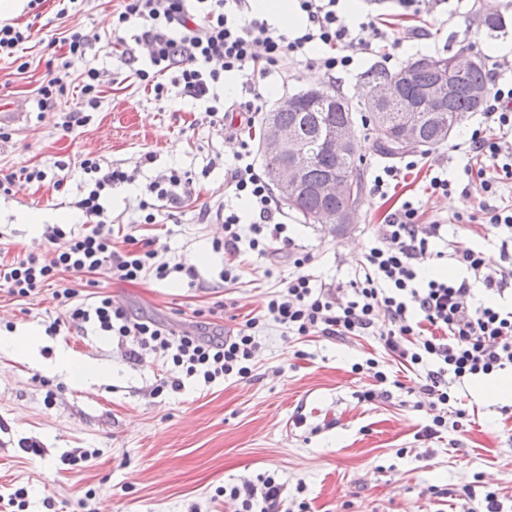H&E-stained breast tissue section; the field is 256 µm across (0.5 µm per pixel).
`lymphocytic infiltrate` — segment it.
Here are the masks:
<instances>
[{"instance_id": "f902f5d3", "label": "lymphocytic infiltrate", "mask_w": 512, "mask_h": 512, "mask_svg": "<svg viewBox=\"0 0 512 512\" xmlns=\"http://www.w3.org/2000/svg\"><path fill=\"white\" fill-rule=\"evenodd\" d=\"M339 0H300L308 16L306 29L299 33L278 32L266 20L251 16L249 0H122L112 21L113 32L135 28L134 41L149 49V68H137L138 79L153 87L156 98L171 94L207 100V112H238L246 123H254L265 99L260 82L290 59L305 55L310 44L325 45L328 52L317 64L329 72L347 71L353 63L350 48L381 56L390 62L400 42L390 38L382 15L369 14L358 29L345 25L337 12ZM489 80L483 125L475 129L461 151L480 159L485 169L512 180V61H494ZM243 78L253 93L251 100L226 104L214 94L226 74ZM103 76L86 71L81 87L82 102L68 112H56L59 98L70 90L69 74L58 68L38 89L42 110L57 114L62 129L88 122V110L97 108ZM82 166L90 176L84 195L75 206L87 219L80 233L60 226L47 230L55 247L43 254L20 253L9 261L0 260V288L25 298L52 289L59 310L49 325L50 334L92 325L108 336L131 340L136 351L159 352L186 375L211 383L226 376L247 377L258 348L255 330L268 320L298 336L326 337L380 335L385 347L401 365L415 367L434 362L421 387L430 407L437 413L429 435L448 426L449 379L464 380L488 375L512 366V308L467 304L469 282L432 280L417 284L416 261L426 254L429 240L437 236L439 221L425 222L418 207L403 202L388 213L364 255L357 279L351 283L352 297L343 300L339 288H315L304 270L307 257L293 260L294 274L285 286L270 295L263 318H250L241 327L207 336L198 332L175 331L150 319H135L110 296L97 295L92 302L80 300L79 292L67 282L70 273L103 275L121 282H136L146 276L166 279L181 271V264L158 261L155 250L127 236V246L112 243V219L103 204L113 186L127 182L129 175L118 167H102L92 158ZM224 183L235 196L248 197L256 214L249 229H242L237 212L230 207L201 204V221L224 227L223 246L236 254L240 242L250 250L265 252L268 240L280 238L286 225L279 216L281 204L269 183L259 174L248 153H241L228 169ZM193 178L178 169L169 170L146 188L139 200L141 221H156V202L178 203L189 195ZM452 258L482 283L486 290L504 294L512 288V264L491 269L481 252L456 244ZM284 488L266 476L260 485L231 487V498L240 500L241 512H273Z\"/></svg>"}]
</instances>
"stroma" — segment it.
Instances as JSON below:
<instances>
[{"mask_svg": "<svg viewBox=\"0 0 512 512\" xmlns=\"http://www.w3.org/2000/svg\"><path fill=\"white\" fill-rule=\"evenodd\" d=\"M483 0H447L432 8L422 0L417 16L394 18L392 38L401 42L397 66L425 56L449 55L471 47L486 63L501 58V46L512 38V0H500L497 12L507 27L489 35L480 23ZM121 0H87L83 9L58 17L59 0H13L0 9V21L29 27L31 38L19 59H0V106L22 107V123L6 125L0 138V171L36 166L47 174L63 173L61 188L52 182H17L12 194L0 195V259L18 252L49 249L46 230L60 223L81 232L85 219L75 203L90 181L82 169L87 158L128 171L129 182L114 187L105 205L122 233L151 241L161 260L193 268L194 277L171 274L134 283L100 278L98 290L111 295L131 317L150 318L181 330L207 333L234 328L258 316L272 292L282 289L294 272L293 259L309 255L306 267L316 286L349 287L358 275L386 204L364 194L356 223L308 224L285 208L287 241H274L266 254L242 250L235 263L239 277L224 280L226 254L213 248L223 238L219 224H203L199 205L225 201L237 206L244 222H252L245 202L224 192V171L242 144H249L254 165L258 125L225 132L221 117L209 116L204 104L186 96L156 100L140 86L114 46L112 14ZM81 28L89 45L83 55L68 56L61 42L69 27ZM426 29L419 37L415 28ZM321 52L310 46L305 59L290 63L283 75L267 80V108L283 96L320 84L341 91L356 115H363L368 72L376 57L355 54L344 82L323 78L311 66ZM25 72H18L19 62ZM68 63L72 83L87 70L106 75L100 103L82 126L65 130L56 114L76 108L78 99L58 101L55 111L38 106L37 87ZM307 81H300V72ZM469 129H454L447 142L426 152L429 167H444L453 181L451 195L464 201L450 206L444 197L429 196L426 169L408 173L396 193L422 206L426 219H440L430 257L419 260L426 271L440 268L450 279L463 271L448 258L460 241L494 255L495 265L512 262V232L493 229L483 207L512 204V183L492 196L465 191L466 156L455 144L468 139L482 115L469 113ZM192 173L198 201L164 205L157 221L142 224L133 209L147 185L168 169ZM475 215L458 224L453 215ZM58 310L51 291L20 300L0 289V492L28 491L25 512H237L238 502L221 489L271 475L283 485V512H460L469 496L497 491L512 501V401H484L473 391V379L455 382L450 394L466 412L465 432L448 430L429 438L434 416L419 393L426 371L406 370L394 361L377 336H297L262 320L260 348L251 374L206 384L186 376L164 357L147 353L133 360L129 342L94 330L71 329L62 335L46 329ZM41 330L30 357H12L2 339L28 329ZM102 368L101 377L83 385L52 371L59 350ZM373 358L387 366V392L365 401L374 388L370 371H353L354 363ZM179 381L176 390L155 394L160 380ZM53 400H46V393ZM38 453H31L30 445ZM94 451L89 462L71 466L67 459ZM54 499L47 507L46 499Z\"/></svg>", "mask_w": 512, "mask_h": 512, "instance_id": "obj_1", "label": "stroma"}]
</instances>
